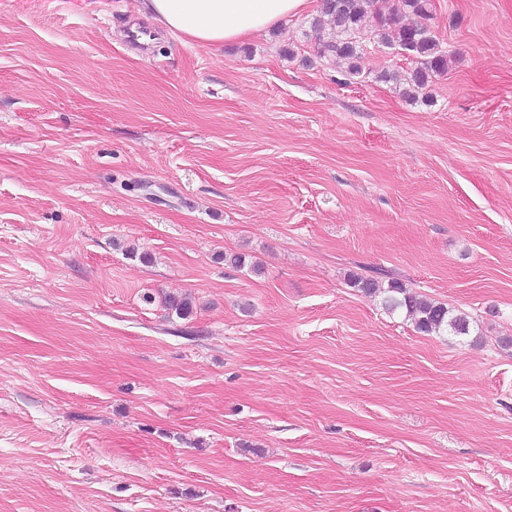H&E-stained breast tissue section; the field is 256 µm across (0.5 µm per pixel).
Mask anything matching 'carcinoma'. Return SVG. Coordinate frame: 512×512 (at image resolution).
I'll list each match as a JSON object with an SVG mask.
<instances>
[{"instance_id": "1", "label": "carcinoma", "mask_w": 512, "mask_h": 512, "mask_svg": "<svg viewBox=\"0 0 512 512\" xmlns=\"http://www.w3.org/2000/svg\"><path fill=\"white\" fill-rule=\"evenodd\" d=\"M378 2L325 0L321 11L332 20L334 32L327 38H318L317 57L346 64V75L356 80L362 76L359 59L364 48L360 39L370 32L382 42L406 52L407 59L414 64L404 78L395 72H384L380 79L396 83L403 80L408 86L407 94L416 95L428 86L433 76L448 70V53L427 24L431 0H397L388 15L382 13ZM350 283L366 293L383 294L387 310L405 314L420 333L467 336L471 332L472 322L468 315L410 291L398 279L390 278L383 283L354 277Z\"/></svg>"}]
</instances>
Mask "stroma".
<instances>
[{
    "mask_svg": "<svg viewBox=\"0 0 512 512\" xmlns=\"http://www.w3.org/2000/svg\"><path fill=\"white\" fill-rule=\"evenodd\" d=\"M136 6L0 0V512H512V0H431L414 100L314 13L215 50ZM350 283L369 294H383L385 307L391 313H404L417 332L430 335L450 333L468 336L472 322L463 312L450 309L446 304L416 294L400 280L388 278L386 283L375 279L353 277Z\"/></svg>",
    "mask_w": 512,
    "mask_h": 512,
    "instance_id": "stroma-1",
    "label": "stroma"
}]
</instances>
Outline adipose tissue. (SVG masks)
<instances>
[{"label":"adipose tissue","mask_w":512,"mask_h":512,"mask_svg":"<svg viewBox=\"0 0 512 512\" xmlns=\"http://www.w3.org/2000/svg\"><path fill=\"white\" fill-rule=\"evenodd\" d=\"M313 0H138L140 14L168 36L219 48L277 27Z\"/></svg>","instance_id":"adipose-tissue-1"}]
</instances>
